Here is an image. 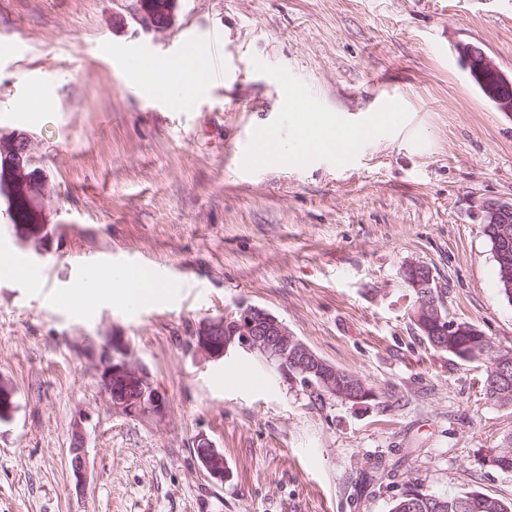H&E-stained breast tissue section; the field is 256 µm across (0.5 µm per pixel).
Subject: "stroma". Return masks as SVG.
Listing matches in <instances>:
<instances>
[{
  "mask_svg": "<svg viewBox=\"0 0 512 512\" xmlns=\"http://www.w3.org/2000/svg\"><path fill=\"white\" fill-rule=\"evenodd\" d=\"M218 38L224 80L158 110L128 57ZM512 76V0H177L170 30L133 0H0V134L26 132L50 177L46 254L0 201V512H389L405 490L512 500L485 464L512 437L483 366L433 350L402 270L429 267L448 316L512 347L482 201H512V117L467 80L456 46ZM36 80L48 99L29 97ZM318 112L365 119L383 95L396 128L336 163L251 170L244 143L284 120V87ZM145 269L171 295L133 309L72 305L96 270ZM262 307L317 355L365 379L362 404L319 397L240 350L189 348L200 322ZM121 332L167 400L163 418L112 410L96 354ZM83 431L88 476L69 467ZM206 435L230 478L213 485ZM389 477H372L376 465ZM193 449L198 462L209 477L216 483L224 484V479L229 477L224 454L205 435L196 438Z\"/></svg>",
  "mask_w": 512,
  "mask_h": 512,
  "instance_id": "35a3bbf8",
  "label": "stroma"
}]
</instances>
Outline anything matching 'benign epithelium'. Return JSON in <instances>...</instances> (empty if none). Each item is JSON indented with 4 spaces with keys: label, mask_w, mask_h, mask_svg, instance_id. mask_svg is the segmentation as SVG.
<instances>
[{
    "label": "benign epithelium",
    "mask_w": 512,
    "mask_h": 512,
    "mask_svg": "<svg viewBox=\"0 0 512 512\" xmlns=\"http://www.w3.org/2000/svg\"><path fill=\"white\" fill-rule=\"evenodd\" d=\"M177 0H137V19L140 25L162 34L174 23ZM165 17L164 23L157 21ZM459 56L469 76L479 81L484 95L498 111L512 116V80L483 50L471 44L458 48ZM0 153L15 156L16 161L5 164L0 173V193L15 199H35L27 215L13 225L18 239L24 243L34 241L44 247L53 238L47 220L46 199L49 176L36 167L31 142H20L18 136H1ZM480 223L498 224V239L508 243L512 238V203L496 199L485 200L478 214ZM408 283L418 293L415 312L428 314V325L444 336L448 334V319L442 317L437 302L428 294L436 287L430 269L413 264L406 268ZM190 349L204 358L218 361L237 348L248 354L260 355L277 365L289 380L306 390L314 389L322 395L339 397L347 401V391H336V366L313 352L290 331L278 317L256 305L241 307L224 317L202 321L189 343ZM131 349L125 337L112 334L98 353L104 393L112 409L132 418H161L166 413L167 401L155 387L148 368L130 360ZM16 391L12 384L0 378V418L10 420L15 412L13 402ZM194 454L201 467L217 483H224L229 471L224 454L206 436L194 441ZM70 468L76 483L87 479L88 462L84 450V437L79 431L73 436L70 448Z\"/></svg>",
    "instance_id": "benign-epithelium-1"
}]
</instances>
